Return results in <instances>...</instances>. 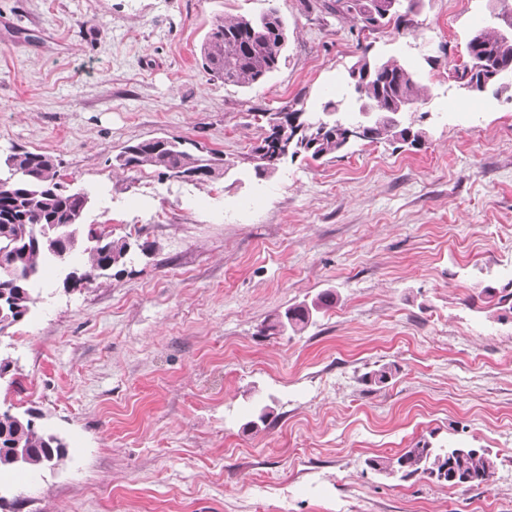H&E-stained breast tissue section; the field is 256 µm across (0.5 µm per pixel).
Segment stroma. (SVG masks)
Instances as JSON below:
<instances>
[{
    "instance_id": "obj_1",
    "label": "stroma",
    "mask_w": 512,
    "mask_h": 512,
    "mask_svg": "<svg viewBox=\"0 0 512 512\" xmlns=\"http://www.w3.org/2000/svg\"><path fill=\"white\" fill-rule=\"evenodd\" d=\"M322 2L0 0V154L56 156L92 195L85 223L135 249L90 284L47 269L0 336V406L67 447L0 475L7 512H512V314L479 295L512 290V94L453 75L500 2L420 0L411 29L374 31ZM271 7L285 65L251 88L208 80L211 20ZM367 45L429 87L423 144L358 140L256 176L258 113L320 111ZM171 136L223 153L225 177L113 171L128 142ZM327 291L307 330L266 332ZM427 437L489 449V486L366 465Z\"/></svg>"
}]
</instances>
